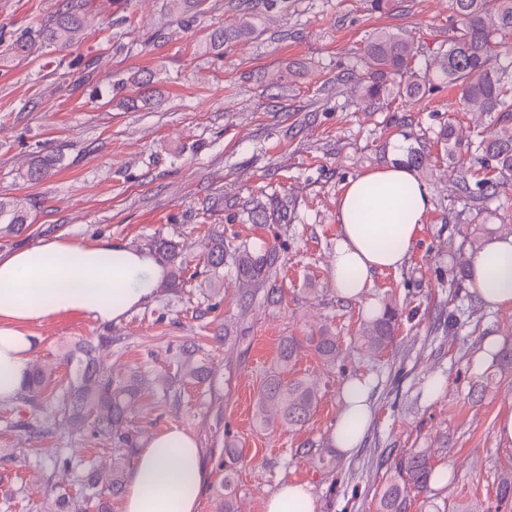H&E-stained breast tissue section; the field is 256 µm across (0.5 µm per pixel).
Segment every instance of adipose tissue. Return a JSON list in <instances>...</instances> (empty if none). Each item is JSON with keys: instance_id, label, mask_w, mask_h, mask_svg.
Listing matches in <instances>:
<instances>
[{"instance_id": "adipose-tissue-1", "label": "adipose tissue", "mask_w": 512, "mask_h": 512, "mask_svg": "<svg viewBox=\"0 0 512 512\" xmlns=\"http://www.w3.org/2000/svg\"><path fill=\"white\" fill-rule=\"evenodd\" d=\"M431 207L426 185L390 163L351 180L336 201L337 239L332 274L341 297L357 299L374 274L402 268ZM121 265H112V254ZM166 275L149 252L99 239L67 237L0 253V403L16 400L26 382L33 338L29 326L60 313L106 324L152 297ZM468 285L483 305L512 308V234L486 238L469 263ZM370 387L348 383L332 440L351 455L371 424ZM209 472L198 440L172 425L139 448L127 475L120 512H198ZM264 512H319L309 485L283 484Z\"/></svg>"}]
</instances>
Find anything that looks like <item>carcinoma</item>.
<instances>
[{
    "instance_id": "carcinoma-1",
    "label": "carcinoma",
    "mask_w": 512,
    "mask_h": 512,
    "mask_svg": "<svg viewBox=\"0 0 512 512\" xmlns=\"http://www.w3.org/2000/svg\"><path fill=\"white\" fill-rule=\"evenodd\" d=\"M198 0H168L172 13L189 19ZM93 0H61L59 7L37 28L21 30L10 36L5 51L14 57H27L42 45L64 49L82 41L91 14ZM256 32V26L244 18L234 30L216 28L210 34L211 47L224 46ZM512 0H452L448 39L433 60H424L423 78L415 71L419 51L402 32L380 31L367 43L362 72L355 75L362 96L372 100L385 91V81L402 84L401 92L411 97L420 93L426 79L454 85L459 92L461 109L475 112H500L507 97H512ZM501 127L481 139L474 152L483 161L493 162L495 174L478 183L471 191L466 175L457 181L456 190L479 210L499 195L503 179L512 175V113L501 116ZM60 157L53 153L37 157L26 171V178L39 182L58 165ZM27 202L14 197H0V235H15L28 223ZM151 251L168 270L166 287L176 288L184 282L186 261L179 245L165 237H156ZM231 257L239 287L244 293L266 283L278 267L279 251L267 244L259 248L238 246L227 251L224 233L214 230L202 244V259L214 280L224 273V259ZM398 312L390 306L380 313H369L361 322L358 343L369 356L388 347L394 338ZM305 343L324 362L334 363L342 350L338 337L327 328L304 338ZM112 338L102 336L96 345H80L67 352L63 362L74 367L75 378L56 397L58 412L75 431H91L112 442V470L93 468L78 474V494L66 487L54 488L59 512H111L109 500L122 493L130 466L145 429L136 426L131 417L135 405L157 389L167 392L168 379L150 371H134L114 378L101 368L102 353ZM300 341L290 336L280 345L279 366L264 381L258 395L256 422L264 427L280 422L290 428L301 427L316 411L318 389L302 379L286 380ZM55 369L36 366L20 395L24 403L36 409L47 398ZM177 375L199 383L207 378V367L189 349L181 354ZM435 452L418 448L397 463L398 479L387 484L378 499L377 512H406L407 499L403 486L426 490L435 473Z\"/></svg>"
}]
</instances>
